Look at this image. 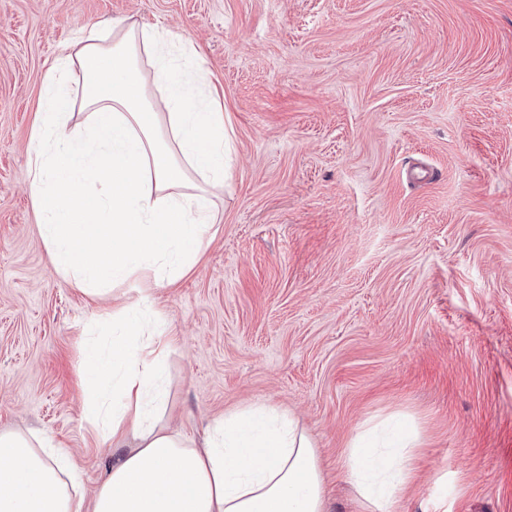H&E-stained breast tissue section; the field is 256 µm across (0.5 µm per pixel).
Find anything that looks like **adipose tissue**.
<instances>
[{
    "instance_id": "ef3b65f1",
    "label": "adipose tissue",
    "mask_w": 512,
    "mask_h": 512,
    "mask_svg": "<svg viewBox=\"0 0 512 512\" xmlns=\"http://www.w3.org/2000/svg\"><path fill=\"white\" fill-rule=\"evenodd\" d=\"M163 27L80 29L53 66L33 123L28 184L56 272L91 299L111 296L109 360L83 358L90 418L114 455L92 499L48 438L0 434V512H325L314 444L299 420L258 403L195 439L170 429L164 361L175 339L154 311L157 289L187 275L209 242L229 139L217 91L180 67ZM151 74H144V67ZM85 129H68L75 109ZM419 447L403 428L351 441L349 482L364 512H396Z\"/></svg>"
}]
</instances>
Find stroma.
<instances>
[{
    "label": "stroma",
    "instance_id": "1",
    "mask_svg": "<svg viewBox=\"0 0 512 512\" xmlns=\"http://www.w3.org/2000/svg\"><path fill=\"white\" fill-rule=\"evenodd\" d=\"M174 32L223 103L217 232L155 306L167 422L269 402L311 436L327 512L360 427L419 436L399 512H512V0H0V432L43 433L92 497L112 444L27 187L34 114L80 28Z\"/></svg>",
    "mask_w": 512,
    "mask_h": 512
}]
</instances>
